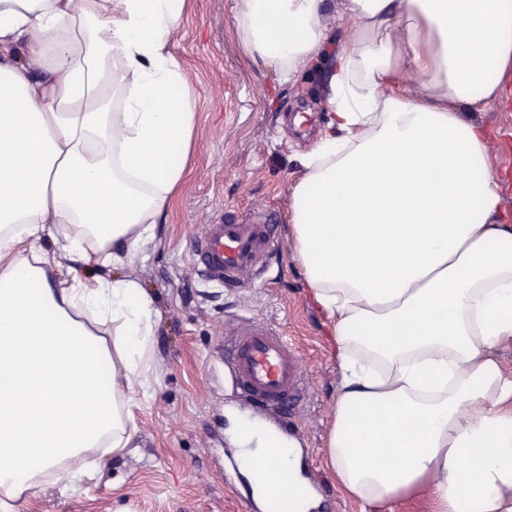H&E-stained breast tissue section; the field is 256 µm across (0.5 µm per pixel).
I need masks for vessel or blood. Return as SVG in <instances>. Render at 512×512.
Instances as JSON below:
<instances>
[{"label": "vessel or blood", "instance_id": "vessel-or-blood-1", "mask_svg": "<svg viewBox=\"0 0 512 512\" xmlns=\"http://www.w3.org/2000/svg\"><path fill=\"white\" fill-rule=\"evenodd\" d=\"M277 246L271 224L250 220L208 224L192 242V265L213 286L247 288ZM220 350L237 402L248 418L281 415L284 404L303 399L306 378L300 356L271 325L237 321L226 331Z\"/></svg>", "mask_w": 512, "mask_h": 512}]
</instances>
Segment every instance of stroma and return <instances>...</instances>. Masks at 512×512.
Returning <instances> with one entry per match:
<instances>
[{
  "label": "stroma",
  "instance_id": "obj_1",
  "mask_svg": "<svg viewBox=\"0 0 512 512\" xmlns=\"http://www.w3.org/2000/svg\"><path fill=\"white\" fill-rule=\"evenodd\" d=\"M233 19L234 0H192L174 38L198 130L185 181L137 267L160 315L155 393L137 417L138 446L78 492H39L19 512H249L248 481L232 487L224 478L237 445L236 390L216 356L226 324L241 317L275 326L299 351L307 393L293 415L309 450L305 472L325 481L332 512H359L325 465L339 375L326 316L303 286L285 218L299 157L328 121L324 77L312 69L283 82L246 60ZM503 85L505 100L476 118L489 130L504 214L512 217V75ZM223 219L279 227L282 248L251 287L214 288L194 273L192 239Z\"/></svg>",
  "mask_w": 512,
  "mask_h": 512
}]
</instances>
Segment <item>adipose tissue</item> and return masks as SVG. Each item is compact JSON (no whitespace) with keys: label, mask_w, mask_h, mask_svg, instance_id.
I'll return each mask as SVG.
<instances>
[{"label":"adipose tissue","mask_w":512,"mask_h":512,"mask_svg":"<svg viewBox=\"0 0 512 512\" xmlns=\"http://www.w3.org/2000/svg\"><path fill=\"white\" fill-rule=\"evenodd\" d=\"M187 7L0 0V512L136 445L159 316L130 268L194 146L172 50ZM326 17L325 0H235L244 57L283 81L349 33L287 211L339 373L325 462L363 512L423 490L431 512H512V223L473 118L512 74V0Z\"/></svg>","instance_id":"obj_1"}]
</instances>
